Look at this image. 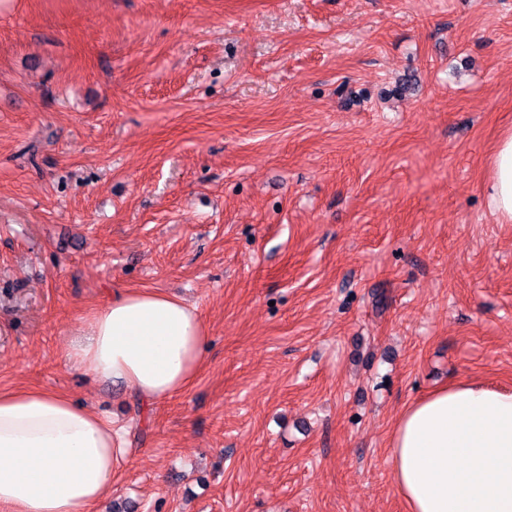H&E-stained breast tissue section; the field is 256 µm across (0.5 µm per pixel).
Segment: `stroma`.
<instances>
[{
  "mask_svg": "<svg viewBox=\"0 0 512 512\" xmlns=\"http://www.w3.org/2000/svg\"><path fill=\"white\" fill-rule=\"evenodd\" d=\"M512 0H0V390L112 418L93 512H405V405L512 390ZM196 307L155 404L64 359L113 295ZM490 205L503 223H512V129L498 138L490 160Z\"/></svg>",
  "mask_w": 512,
  "mask_h": 512,
  "instance_id": "35a3bbf8",
  "label": "stroma"
}]
</instances>
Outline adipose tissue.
<instances>
[{
    "label": "adipose tissue",
    "mask_w": 512,
    "mask_h": 512,
    "mask_svg": "<svg viewBox=\"0 0 512 512\" xmlns=\"http://www.w3.org/2000/svg\"><path fill=\"white\" fill-rule=\"evenodd\" d=\"M490 204L512 223V129L490 160ZM207 336L194 307L129 290L97 308L64 354L152 404L187 390ZM111 420L67 396L0 391V512H91L125 460ZM389 459L407 512H512V391L441 387L398 417Z\"/></svg>",
    "instance_id": "ef3b65f1"
}]
</instances>
